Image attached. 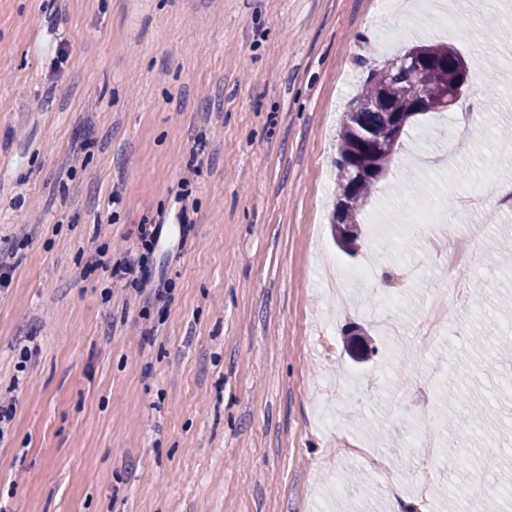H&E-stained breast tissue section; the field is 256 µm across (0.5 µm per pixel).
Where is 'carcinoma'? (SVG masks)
<instances>
[{"instance_id": "cac0c4a2", "label": "carcinoma", "mask_w": 512, "mask_h": 512, "mask_svg": "<svg viewBox=\"0 0 512 512\" xmlns=\"http://www.w3.org/2000/svg\"><path fill=\"white\" fill-rule=\"evenodd\" d=\"M415 50L424 53L432 64L423 70L390 72L382 66L368 72L339 131L335 158L336 184L337 190H345L346 203L336 202L333 223L336 244L346 253L357 248L361 236L358 216L399 146L397 140L383 139L366 150L362 147L358 130L381 129L390 123L395 114L400 115L407 125L418 115L446 110L445 103L437 94L419 108L413 100L395 92L385 108L376 101L383 90L394 86L415 88L425 84L436 91L445 88L453 73V65L464 61L461 54L448 45L417 46Z\"/></svg>"}]
</instances>
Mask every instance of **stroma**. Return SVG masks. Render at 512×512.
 <instances>
[{
	"instance_id": "obj_1",
	"label": "stroma",
	"mask_w": 512,
	"mask_h": 512,
	"mask_svg": "<svg viewBox=\"0 0 512 512\" xmlns=\"http://www.w3.org/2000/svg\"><path fill=\"white\" fill-rule=\"evenodd\" d=\"M447 4L0 0L6 512H512V15L474 0L448 33ZM430 44L464 56L469 89L406 128L347 255L331 228L345 114L367 67ZM464 222L486 227L478 296L441 276L436 227ZM100 248L145 290L113 283ZM326 262L398 277L350 282L331 317ZM435 288L452 325L429 345ZM426 442L500 465L481 491L431 465L419 495ZM351 445L368 459H343Z\"/></svg>"
}]
</instances>
